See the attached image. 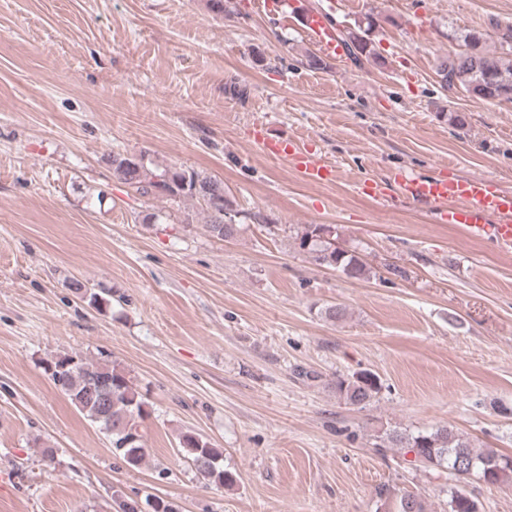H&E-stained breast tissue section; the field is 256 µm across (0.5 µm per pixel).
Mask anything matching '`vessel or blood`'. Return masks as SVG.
Wrapping results in <instances>:
<instances>
[{
  "label": "vessel or blood",
  "mask_w": 512,
  "mask_h": 512,
  "mask_svg": "<svg viewBox=\"0 0 512 512\" xmlns=\"http://www.w3.org/2000/svg\"><path fill=\"white\" fill-rule=\"evenodd\" d=\"M284 20H300L302 29L318 51L337 59L343 54L334 28L323 13L284 12ZM273 157L292 164L308 179L326 183L335 180L334 167L301 151L295 140L273 141ZM396 192L403 202L428 205L433 222L458 224L471 237L485 240L493 249L512 253V192L492 178L472 175L448 178L435 166L425 174L401 176Z\"/></svg>",
  "instance_id": "vessel-or-blood-1"
}]
</instances>
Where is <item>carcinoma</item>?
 I'll list each match as a JSON object with an SVG mask.
<instances>
[{
  "label": "carcinoma",
  "instance_id": "1",
  "mask_svg": "<svg viewBox=\"0 0 512 512\" xmlns=\"http://www.w3.org/2000/svg\"><path fill=\"white\" fill-rule=\"evenodd\" d=\"M372 21H357L352 26L336 29V36L344 47L349 60L356 65L372 61L383 68L386 59L376 49L370 37ZM465 47H474L476 56L463 57L456 53L441 58L436 63V76L440 88L452 91L453 77H469L479 86L488 89L483 99L492 100L501 88L512 91V43L499 42L501 52H491L485 47L484 34L465 29L456 34ZM112 170L119 180L132 186L142 196L164 197L173 202L185 199L197 201L208 214L207 231L219 240L237 236L241 225L237 224L233 203L224 199V210L215 209L209 199L224 194V182L193 169L167 167L162 170L147 165L144 158L133 159L117 152L112 154ZM329 228L307 224L297 234L298 246L314 255V260L325 266L341 270L351 279L366 276L367 269L360 259L336 246L326 237ZM70 363L63 381L51 374L74 408L92 422L106 429L112 425L111 443L115 454L130 467H139L146 461L148 448L143 436L128 441L129 431L138 429V419L145 412L146 402L127 374L115 365L89 361L79 355H60L50 361L49 367ZM336 394L345 403L364 408L380 392V379L368 371H360L347 378L338 377L334 383ZM387 440L396 448H406L414 454L415 461L423 467H454L462 457L474 464L472 475L488 485H497L512 478V455L492 449H480L465 434L451 426L407 432L393 430ZM180 448L187 455L192 467L203 479L216 485L232 484L234 475L224 470L220 460L222 452L211 446L203 437L186 432L180 437ZM380 508L384 512H426L423 500L410 492H404L395 500L384 492ZM448 512H479L477 500L464 488L448 489Z\"/></svg>",
  "mask_w": 512,
  "mask_h": 512
}]
</instances>
